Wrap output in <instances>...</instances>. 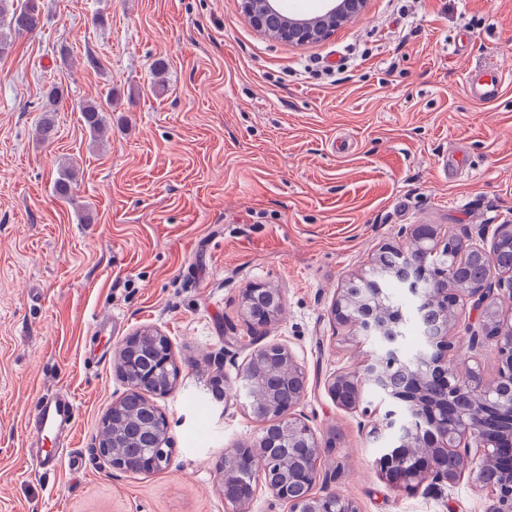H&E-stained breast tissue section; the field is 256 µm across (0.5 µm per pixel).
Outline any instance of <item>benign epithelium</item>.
Masks as SVG:
<instances>
[{
    "label": "benign epithelium",
    "mask_w": 512,
    "mask_h": 512,
    "mask_svg": "<svg viewBox=\"0 0 512 512\" xmlns=\"http://www.w3.org/2000/svg\"><path fill=\"white\" fill-rule=\"evenodd\" d=\"M368 0H328L326 8L313 16H289L276 28L267 26L268 18L279 7L280 0H238L241 15L258 31L278 41L305 45L325 41L334 31L359 19ZM512 240V224L497 226L490 249L480 254L490 261L483 282L468 288L457 280L456 267H436L433 289L435 299L442 305L443 315L456 309L460 299L474 301L480 312L479 329H470L469 349L478 353L485 342L495 343L498 372L491 381L483 379L480 370L470 368L460 372L450 353L454 347L456 319L444 322L443 331L434 339L432 349L416 358L401 355L398 340L404 323L396 314L389 321L378 323L372 319V300L353 299L347 289L337 291L331 315L333 322L350 330L351 336L369 335L381 331V353L364 360L357 369L341 372L328 381V391L337 405L356 410L363 389L379 394L386 404L381 423L371 427V434L379 435L385 429L402 430L400 448H385L379 466L386 477L396 485L414 490L423 484L430 488L454 486L465 474L487 484L484 468L472 470L471 451L482 461L491 458L498 462L512 458V429L491 436L482 427L485 414L512 408V307L505 309L503 300L512 303V271L491 263L498 242ZM439 249L437 231L425 224L412 226L406 240L396 247L403 260L401 276L404 285L416 292L419 282L412 279L411 270L417 268L418 253H435ZM261 294L266 301L263 316L256 320L250 314L253 295ZM241 307L247 321L264 327L282 315L284 296L279 288L256 283L242 295ZM116 371L128 390H148L156 396L170 394L179 378L169 339L154 329H143L120 341L115 353ZM400 368L407 374L406 383L393 387L390 371ZM278 372L288 378L301 380V388L288 406L281 407L263 390L251 395V412L265 428L274 434L256 440L255 446L239 445L224 453L220 466L224 487V502L229 512H243L257 488L264 487L279 501L288 505V512H359L356 502L332 490L314 492L319 478L316 468L322 442L316 431L296 413L306 393L307 377L303 367L288 347L281 343H264L252 349L239 373L255 370ZM470 398L467 419L458 420L455 402ZM146 426L159 446L170 442L169 424L165 415L152 401L144 405ZM304 448L309 453L302 462L288 454V467L275 469L273 462L279 447ZM418 449L414 463L399 465L403 448ZM454 454L459 465L453 472L443 465L448 454ZM302 485L305 492L292 493ZM487 512H512V466L500 469L498 482L491 486Z\"/></svg>",
    "instance_id": "benign-epithelium-1"
}]
</instances>
